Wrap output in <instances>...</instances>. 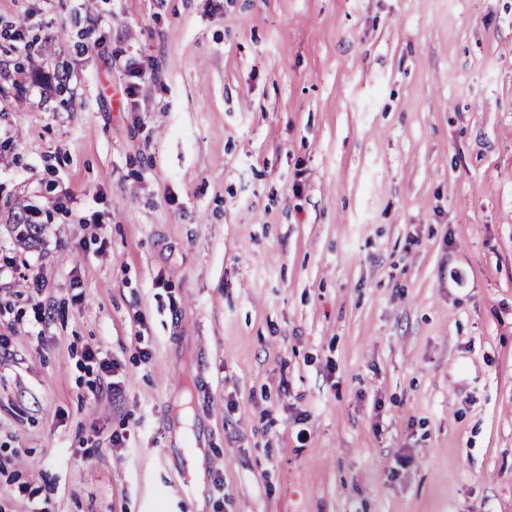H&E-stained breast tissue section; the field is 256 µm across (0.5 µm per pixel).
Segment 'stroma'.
Returning a JSON list of instances; mask_svg holds the SVG:
<instances>
[{
    "mask_svg": "<svg viewBox=\"0 0 512 512\" xmlns=\"http://www.w3.org/2000/svg\"><path fill=\"white\" fill-rule=\"evenodd\" d=\"M42 507L512 512V0H0V512ZM21 220H24V222L13 224L16 240L23 245L36 243L45 229V224H34L30 216L19 217V221Z\"/></svg>",
    "mask_w": 512,
    "mask_h": 512,
    "instance_id": "35a3bbf8",
    "label": "stroma"
}]
</instances>
